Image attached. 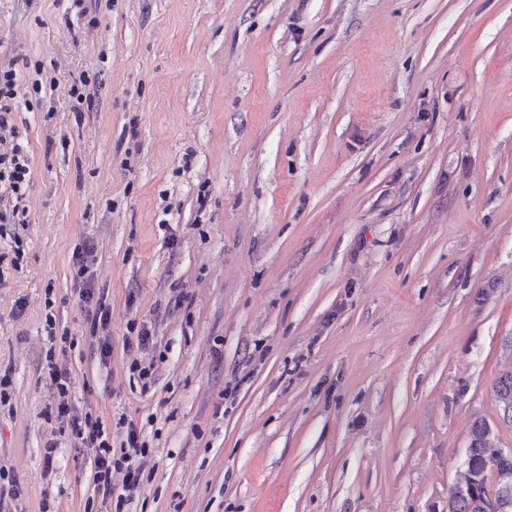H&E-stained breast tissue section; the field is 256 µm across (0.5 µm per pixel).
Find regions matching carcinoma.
Listing matches in <instances>:
<instances>
[{"label": "carcinoma", "mask_w": 512, "mask_h": 512, "mask_svg": "<svg viewBox=\"0 0 512 512\" xmlns=\"http://www.w3.org/2000/svg\"><path fill=\"white\" fill-rule=\"evenodd\" d=\"M495 402L503 421L512 424V369L493 384ZM464 480L448 492V512H512V448L497 445L493 428L483 419L469 430Z\"/></svg>", "instance_id": "obj_1"}]
</instances>
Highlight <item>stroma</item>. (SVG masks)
Instances as JSON below:
<instances>
[{
    "mask_svg": "<svg viewBox=\"0 0 512 512\" xmlns=\"http://www.w3.org/2000/svg\"><path fill=\"white\" fill-rule=\"evenodd\" d=\"M84 8L0 0L32 170L26 222L0 235L24 253L0 288L19 512L112 510L48 413L52 349L75 405L143 431L124 512H448L473 420L512 448L493 397L512 369V0ZM94 304L95 314L90 320L89 336L97 343L101 360L107 362L112 354V336L109 335L112 314L105 303L98 300Z\"/></svg>",
    "mask_w": 512,
    "mask_h": 512,
    "instance_id": "1",
    "label": "stroma"
}]
</instances>
